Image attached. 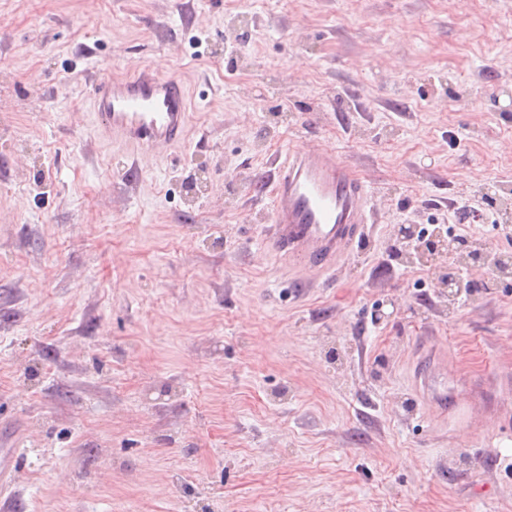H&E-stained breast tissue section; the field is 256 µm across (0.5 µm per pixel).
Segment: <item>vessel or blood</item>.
Returning <instances> with one entry per match:
<instances>
[{"label":"vessel or blood","instance_id":"1","mask_svg":"<svg viewBox=\"0 0 512 512\" xmlns=\"http://www.w3.org/2000/svg\"><path fill=\"white\" fill-rule=\"evenodd\" d=\"M99 137L122 140L167 159L188 132L184 84L148 65L124 78L99 73L92 82ZM371 190L335 152L319 145L288 149L274 164L268 249L320 271L334 270L370 231Z\"/></svg>","mask_w":512,"mask_h":512}]
</instances>
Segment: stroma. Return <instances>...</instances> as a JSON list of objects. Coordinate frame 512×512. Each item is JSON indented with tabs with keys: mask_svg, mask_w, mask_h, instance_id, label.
<instances>
[{
	"mask_svg": "<svg viewBox=\"0 0 512 512\" xmlns=\"http://www.w3.org/2000/svg\"><path fill=\"white\" fill-rule=\"evenodd\" d=\"M143 63L189 92L164 162L93 136L90 74ZM0 102L12 512H512V278L450 298L394 255H512V0H0ZM312 142L372 188L326 275L264 245ZM416 231L415 224L399 225L397 230L399 242L405 243L406 246L413 251L411 253L407 251L403 252L408 255L409 258L417 256L420 261L433 264L438 284L443 288V291H447L448 289V297L453 296V293L456 294L458 288H460V283L452 277L449 268L447 272L446 264L447 258L455 255L454 251L460 249L455 247L454 243L451 241H448V245L443 243V236L441 233L438 234V232L431 237L430 241L418 243ZM455 288H457L456 292L454 291ZM449 293H451V295Z\"/></svg>",
	"mask_w": 512,
	"mask_h": 512,
	"instance_id": "stroma-1",
	"label": "stroma"
}]
</instances>
